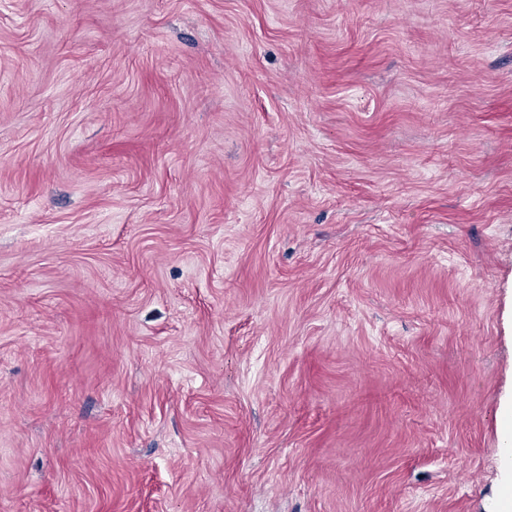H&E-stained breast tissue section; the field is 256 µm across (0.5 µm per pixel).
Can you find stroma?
Here are the masks:
<instances>
[{"label":"stroma","mask_w":512,"mask_h":512,"mask_svg":"<svg viewBox=\"0 0 512 512\" xmlns=\"http://www.w3.org/2000/svg\"><path fill=\"white\" fill-rule=\"evenodd\" d=\"M512 0H0V512H512Z\"/></svg>","instance_id":"obj_1"}]
</instances>
